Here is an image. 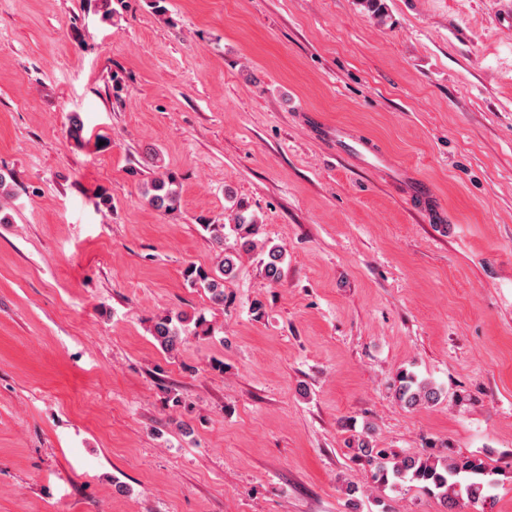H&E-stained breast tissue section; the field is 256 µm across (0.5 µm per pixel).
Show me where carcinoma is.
Segmentation results:
<instances>
[{"mask_svg": "<svg viewBox=\"0 0 512 512\" xmlns=\"http://www.w3.org/2000/svg\"><path fill=\"white\" fill-rule=\"evenodd\" d=\"M144 195L153 208L164 212L174 210L179 199L174 175L169 172L151 179L144 190ZM204 229L221 248L222 258L213 269L191 265L186 269L185 275L191 283L207 290L214 303L222 305L224 280L234 272L241 254L254 249L259 224L253 216L246 214L244 209H239L231 227L236 241V246L232 248L224 247L226 225L206 224ZM283 258V247L273 246L267 250L264 270L269 279H280ZM150 332L162 349L171 352L181 344L185 329L182 320L176 321L170 314L165 313L158 314L152 319ZM396 394L398 400L409 408L433 403L438 399L435 388L408 373L399 376ZM358 451L368 465L375 469L378 481L385 486L395 487L407 480L416 481L427 491H437V495L445 500L464 495L470 501H478L489 498L488 492L496 485L495 479L492 478L493 472L477 458L466 457L443 462L414 456L397 459L390 457L384 449L374 448L365 440L358 443Z\"/></svg>", "mask_w": 512, "mask_h": 512, "instance_id": "cac0c4a2", "label": "carcinoma"}]
</instances>
